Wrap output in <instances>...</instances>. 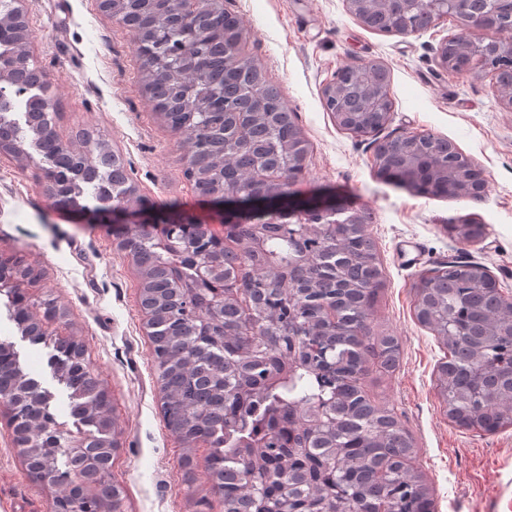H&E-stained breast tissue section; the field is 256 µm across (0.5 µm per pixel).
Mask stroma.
I'll return each mask as SVG.
<instances>
[{"label":"stroma","instance_id":"stroma-1","mask_svg":"<svg viewBox=\"0 0 512 512\" xmlns=\"http://www.w3.org/2000/svg\"><path fill=\"white\" fill-rule=\"evenodd\" d=\"M23 5L34 32L31 59L49 78L61 139L72 141L81 128L99 131L130 164L142 197L213 220V209L185 176L179 137L143 89L127 31L96 0ZM224 6L248 31L256 64L280 86L307 142L303 190L336 195L369 216L382 278L368 325L371 335L397 338L400 359L391 369L370 361L365 390L394 410L409 433L413 464L434 494L436 512H512V426L487 434L449 420L436 388L446 351L414 310L421 276L453 260L480 263L512 289V112L497 102L490 78L437 66V46L459 31L455 19L400 36L363 26L346 0H224ZM358 61L390 72L392 119L380 139L415 133L448 139L483 169L481 201L423 196L376 177L370 142L338 127L322 98L336 70ZM41 161L37 154L0 156V252L38 271L24 287L28 302L51 299L67 309L58 332L84 345L109 394L121 512H224L205 466L206 445L186 452L165 426L132 258L107 229L51 208L35 176ZM464 217L484 224L481 242L460 246L449 226ZM0 342L12 344L25 372L52 394L64 435H78L68 391L48 364L52 344L22 335L4 294ZM186 455L191 465H183ZM50 501V489L28 477L0 416V512H50Z\"/></svg>","mask_w":512,"mask_h":512}]
</instances>
